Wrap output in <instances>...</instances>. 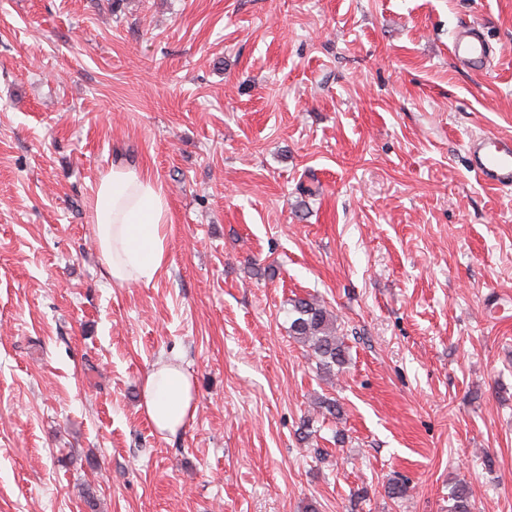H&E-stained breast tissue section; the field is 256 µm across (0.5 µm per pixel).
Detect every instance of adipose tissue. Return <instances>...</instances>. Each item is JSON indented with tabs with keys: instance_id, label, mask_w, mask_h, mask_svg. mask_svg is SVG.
<instances>
[{
	"instance_id": "ef3b65f1",
	"label": "adipose tissue",
	"mask_w": 512,
	"mask_h": 512,
	"mask_svg": "<svg viewBox=\"0 0 512 512\" xmlns=\"http://www.w3.org/2000/svg\"><path fill=\"white\" fill-rule=\"evenodd\" d=\"M168 222V204L155 180L121 163L102 175L91 228L114 285H147L159 276L167 262ZM142 407L159 434H176L194 416V385L177 366L153 368L142 382Z\"/></svg>"
}]
</instances>
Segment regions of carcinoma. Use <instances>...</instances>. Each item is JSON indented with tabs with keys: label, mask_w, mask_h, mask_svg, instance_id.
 <instances>
[{
	"label": "carcinoma",
	"mask_w": 512,
	"mask_h": 512,
	"mask_svg": "<svg viewBox=\"0 0 512 512\" xmlns=\"http://www.w3.org/2000/svg\"><path fill=\"white\" fill-rule=\"evenodd\" d=\"M292 311L295 318L291 331L295 338L306 345L320 367L330 372L334 366L346 362V347L343 339L337 336L332 316L326 308L314 299H298ZM471 492L465 484L456 485L449 496V512H471Z\"/></svg>",
	"instance_id": "cac0c4a2"
}]
</instances>
